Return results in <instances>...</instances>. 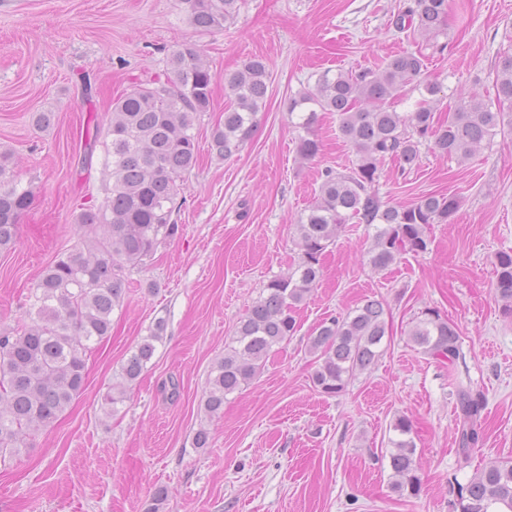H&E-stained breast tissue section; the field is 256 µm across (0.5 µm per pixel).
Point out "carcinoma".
<instances>
[{
  "instance_id": "cac0c4a2",
  "label": "carcinoma",
  "mask_w": 512,
  "mask_h": 512,
  "mask_svg": "<svg viewBox=\"0 0 512 512\" xmlns=\"http://www.w3.org/2000/svg\"><path fill=\"white\" fill-rule=\"evenodd\" d=\"M192 26L202 32L224 28L239 0H182ZM448 0H414L398 15L395 27L424 38L445 34ZM425 67L420 51L406 52L377 71H324L316 91L288 101L293 126L304 132L299 154L315 157L320 142L313 133L317 111L335 112L339 132L357 149L356 164L347 173L327 170L319 194L306 216L295 225L300 256L295 268L265 286L239 321L224 356L212 367L204 392V410L217 415L224 399L245 386L274 348L296 331L293 311L311 294L320 278V258L343 225L355 219L375 226L368 250L377 270L395 264L406 252L428 249L427 227L446 224L460 205L455 195H426L410 205L388 204L375 190L379 163L399 159L413 168L422 140L434 138V149L464 161L480 145L508 127L512 129V55L499 57L496 67L498 107L474 94L461 93L448 124L435 122L440 88L425 86L430 98L413 112L402 114L389 101L399 98ZM266 63L249 59L224 77L234 98L224 109V122L211 133L209 150L221 158L238 153L253 137L257 113L268 92ZM216 74L194 44L173 50L163 74L134 86L112 103L104 132L105 168L112 181L103 205L77 218L91 234L90 245L76 246L44 268L30 288L26 309L17 324L0 330V457L18 456L27 438L54 424L85 386L86 357L112 330V314L122 307L126 272L143 264L160 244L174 237L173 218L182 178L197 164L200 146L195 133L201 115L210 111ZM31 189L16 181L10 156L0 152V250L10 248L19 216L28 209ZM495 299L512 314V253L496 256ZM164 321L155 323L102 397L110 417L163 342ZM388 333L382 302L368 300L344 316L323 320L309 338L317 359L314 386L327 395L344 391L348 381L377 362ZM412 342L435 359L453 366L461 358L460 333L439 312L428 309L409 331ZM458 451L469 457L480 441V393L460 386L456 391ZM390 455L393 489L416 497V446L406 417L396 419ZM502 504L512 512V461H493L459 487L456 512H488Z\"/></svg>"
}]
</instances>
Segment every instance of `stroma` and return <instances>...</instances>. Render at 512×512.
Instances as JSON below:
<instances>
[{"label": "stroma", "mask_w": 512, "mask_h": 512, "mask_svg": "<svg viewBox=\"0 0 512 512\" xmlns=\"http://www.w3.org/2000/svg\"><path fill=\"white\" fill-rule=\"evenodd\" d=\"M409 0H241L222 30L197 31L182 0H0V150L13 153L35 200L16 243L0 251V328L16 325L43 268L80 245L77 218L100 207L109 179L101 141L110 106L162 74L171 51L193 43L217 75L196 129L198 166L183 182L179 234L128 274L112 333L87 360L84 391L22 454L0 461V512H454L457 489L492 461L512 460V314L493 296L495 257L512 252V132L467 161L423 141L417 166L379 167V195L409 205L456 195L450 223L428 228L426 252L386 270L368 262L374 229L344 225L295 316L298 328L251 383L208 415V374L267 282L295 266L294 226L325 170L346 172L355 148L336 113H319L322 146L304 160L289 97L314 90L327 69H373L416 50L393 26ZM448 47L426 50L424 81L439 85L437 117L458 91L495 100L496 64L512 54V0H449ZM263 59L271 82L258 131L236 155L207 148L232 98L224 75ZM53 112L51 127L32 115ZM380 300L388 334L371 370L335 396L312 382L309 338L326 317ZM434 309L460 333L448 366L421 353L408 331ZM165 339L112 417L101 397L157 320ZM480 392L482 441L458 452L457 384ZM413 424L419 497L399 495L390 467L392 424ZM206 429L209 444L193 445Z\"/></svg>", "instance_id": "35a3bbf8"}]
</instances>
